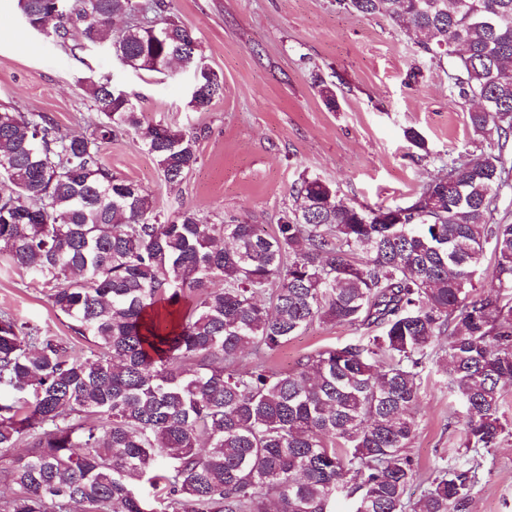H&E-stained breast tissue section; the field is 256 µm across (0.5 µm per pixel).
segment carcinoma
Returning a JSON list of instances; mask_svg holds the SVG:
<instances>
[{"label": "carcinoma", "mask_w": 512, "mask_h": 512, "mask_svg": "<svg viewBox=\"0 0 512 512\" xmlns=\"http://www.w3.org/2000/svg\"><path fill=\"white\" fill-rule=\"evenodd\" d=\"M412 32L447 62L449 90L490 150L451 158L409 204L347 205L302 175L273 231L155 212L140 184L112 174L100 145L133 132L177 184L199 163L194 127L143 125L108 81L90 82L103 119L63 133L43 112L0 110V249L90 341L63 342L0 313V449L29 439L3 476L7 512H465L469 459L436 471L416 502L409 453L424 376H447L463 410L462 447H497L512 385V223L495 200L512 168V0H337ZM25 26L55 43L81 28L126 67L191 79L209 110L224 79L168 0H18ZM152 14L112 35L113 19ZM493 264L482 268L485 246ZM490 279L491 293L476 290ZM363 329L355 344L272 370L314 322ZM448 348L436 349L439 337ZM262 353L246 367L247 350Z\"/></svg>", "instance_id": "cac0c4a2"}]
</instances>
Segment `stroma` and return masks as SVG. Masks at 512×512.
<instances>
[{"label":"stroma","instance_id":"obj_1","mask_svg":"<svg viewBox=\"0 0 512 512\" xmlns=\"http://www.w3.org/2000/svg\"><path fill=\"white\" fill-rule=\"evenodd\" d=\"M170 16L191 29L201 55L224 79V96L205 112L189 105L182 76L133 71L106 49L62 46L29 30L17 0H0V108L43 112L67 134H85L98 114L89 80H109L131 94L144 123L194 126L199 162L168 184L135 134L103 144L114 175L136 181L163 217L193 209L210 222L273 230L301 174L320 177L349 205L409 203L448 156H480L467 113L448 91L447 67L416 52L411 34L381 16L337 9L336 0H171ZM336 92L329 110L315 76ZM419 131L430 154L405 138ZM62 339L71 354L89 344L44 301L43 286L0 251V313ZM347 325L317 322L270 361L292 371L298 361L355 340ZM411 454L418 496L431 475L459 456L461 408L444 378L424 379ZM479 482L467 512H512V435L477 457Z\"/></svg>","mask_w":512,"mask_h":512}]
</instances>
